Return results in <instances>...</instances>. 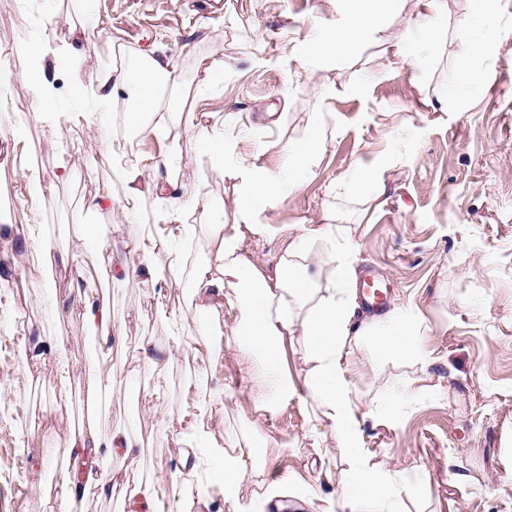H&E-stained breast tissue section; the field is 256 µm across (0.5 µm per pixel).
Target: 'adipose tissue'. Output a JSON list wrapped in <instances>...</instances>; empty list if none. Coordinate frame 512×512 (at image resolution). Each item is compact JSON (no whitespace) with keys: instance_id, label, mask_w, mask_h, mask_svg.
Returning <instances> with one entry per match:
<instances>
[{"instance_id":"ef3b65f1","label":"adipose tissue","mask_w":512,"mask_h":512,"mask_svg":"<svg viewBox=\"0 0 512 512\" xmlns=\"http://www.w3.org/2000/svg\"><path fill=\"white\" fill-rule=\"evenodd\" d=\"M389 2L340 0L336 22L321 26L304 51L306 63L353 52L383 27ZM494 43L495 32L490 27L466 42L457 60L455 79L448 85L451 95L465 96L479 82L473 62L484 57ZM178 79L173 60L161 55L143 57L135 67L126 65L98 72L93 86L83 91L84 97L97 104L88 117L99 119L111 98L124 92L128 95L126 112L130 128L141 136L157 134L155 111L164 90L176 87ZM198 141L212 163L223 166L225 175L240 181L242 194L236 201L232 223H225L223 211L207 207L202 212L217 235L218 247L194 270L196 311L208 315L219 304L238 310L239 319L228 339L256 367L262 385V411L272 414L304 397L321 408L350 459L349 470L338 482L337 500L342 512H398L404 487L396 476L381 472L370 463L359 424L360 409L350 395L347 349L368 341L370 360L376 365L394 354L417 357L420 339L415 324L397 310L356 322L358 305L352 290L356 275L347 245L320 271L334 284V291L319 295L316 276L320 273L310 272L305 248L312 240L335 239L332 225L322 224L291 238L280 263L270 273L255 265L243 250L246 237L264 238L269 233L268 225L257 220L260 209L268 201L282 198L286 189L298 188L300 174L310 173L313 159L323 151L325 140L320 119H312L303 138L288 145V172L284 175L243 162L225 164L223 142L206 133L200 134ZM121 151V142L111 136L104 137L98 148L102 163L117 173L125 205L131 206L142 194L143 173L135 166H117ZM29 238L42 268L43 285L52 287L58 271L67 267L69 255L59 250L43 230L31 231ZM71 286L82 304L89 338L100 352L111 351V305L88 295L82 278H73ZM291 336L302 337L312 364L310 374L300 384L282 373L283 347ZM189 442L192 450L181 456L180 470L194 477L198 493L217 489L227 512H239L238 489L254 466L255 452H231L213 440L203 426L190 435ZM140 446L135 432L104 430L97 418L73 432L60 450L65 462L54 471L51 512H73L77 503L111 498L117 488L110 471L113 458H121L127 468H139Z\"/></svg>"}]
</instances>
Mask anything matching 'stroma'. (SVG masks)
<instances>
[{"label":"stroma","instance_id":"stroma-1","mask_svg":"<svg viewBox=\"0 0 512 512\" xmlns=\"http://www.w3.org/2000/svg\"><path fill=\"white\" fill-rule=\"evenodd\" d=\"M422 10L423 0H395L383 29L352 54L309 66L302 48L335 22L336 0H0V45L46 37L66 49V57L46 56L43 76L74 114L34 122L27 58L0 65V512H48L50 451L93 415L81 369L97 358L123 391L109 408L112 423L139 427L143 440L140 472L117 471L118 483L174 477L205 393L215 436L239 450L258 447L238 492L248 512H272V496L287 512H340L336 482L347 464L334 429L309 400L259 410L258 383L224 342L239 313L226 307L208 322L193 313L195 259L185 248L189 238L209 252L216 243L189 199L229 217L242 191L200 151L199 133L222 139L235 161L283 173L287 145L316 109L326 146L313 176L260 211L272 235L246 238L244 249L271 270L284 254L283 226L334 224L350 236L359 279L384 283L388 308L413 320L422 344L417 358L393 355L376 366L367 348L352 351L351 396L362 410L401 398L394 420L362 425L372 463L405 484L402 512H512V0H495L483 21L499 40L475 62L482 81L463 99L445 91L483 23L474 0H445L439 32L411 68L396 51ZM153 53L176 59L180 75L166 95L178 109L164 113L163 136L126 135L120 100L106 125L82 120L91 104L73 95L78 80ZM106 131L120 137L122 163L144 173L139 202L126 212L84 207L107 189L123 195L96 152ZM165 154L177 160L167 175L154 169ZM381 156L386 189L369 204L349 184L357 167ZM30 167L49 190L45 200L27 192ZM86 224L104 235L83 240ZM147 224L163 241L171 282L107 279L111 252ZM37 225L70 256L49 294L20 244ZM79 274L111 302L121 327L109 355L87 338L80 304L54 313ZM161 297L187 321L172 363L155 375L143 351L169 344L154 317ZM62 354L73 366L66 389L56 378ZM158 409L173 429L155 423Z\"/></svg>","mask_w":512,"mask_h":512}]
</instances>
